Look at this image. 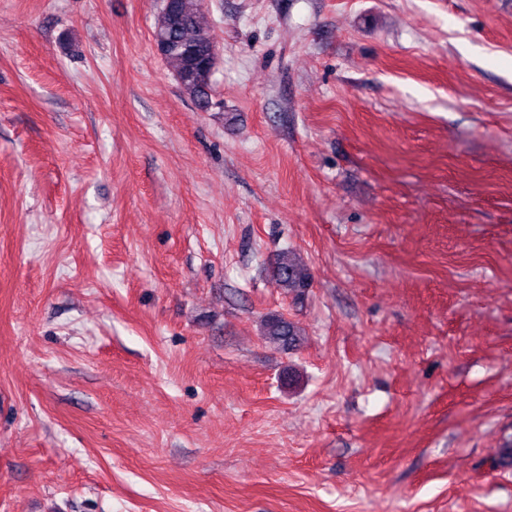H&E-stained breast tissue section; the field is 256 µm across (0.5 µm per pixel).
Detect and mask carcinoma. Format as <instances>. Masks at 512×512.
<instances>
[{"label":"carcinoma","mask_w":512,"mask_h":512,"mask_svg":"<svg viewBox=\"0 0 512 512\" xmlns=\"http://www.w3.org/2000/svg\"><path fill=\"white\" fill-rule=\"evenodd\" d=\"M203 0H164L154 27V41L164 59L174 66V76L182 91L203 112L218 105L212 96V77L217 59L209 58L215 42L202 35L198 17ZM276 282L287 292L300 297L310 286L308 268L289 251L273 258ZM265 338L284 350L296 349L302 341L298 325L280 314L270 313L262 321Z\"/></svg>","instance_id":"cac0c4a2"}]
</instances>
